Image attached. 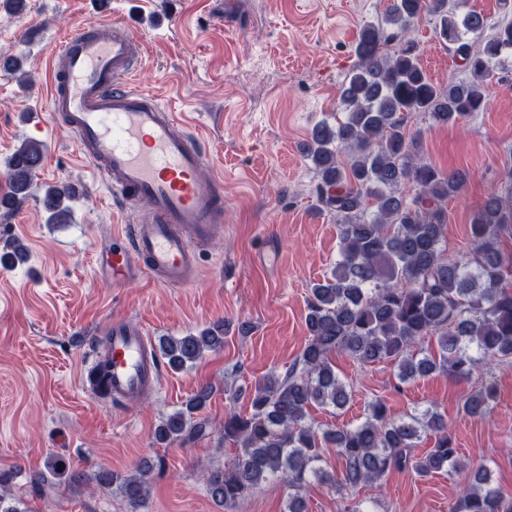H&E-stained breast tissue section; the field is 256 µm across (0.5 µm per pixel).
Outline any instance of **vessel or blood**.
<instances>
[{
	"label": "vessel or blood",
	"mask_w": 512,
	"mask_h": 512,
	"mask_svg": "<svg viewBox=\"0 0 512 512\" xmlns=\"http://www.w3.org/2000/svg\"><path fill=\"white\" fill-rule=\"evenodd\" d=\"M144 53L122 23L77 27L51 53L48 112L113 199L140 214L101 250V270L116 284L143 274L185 287L199 277L200 246L224 229V181L202 177L197 128L158 94L131 87ZM82 374L97 377L108 402L125 406L156 388L162 370L144 329L119 320Z\"/></svg>",
	"instance_id": "1"
}]
</instances>
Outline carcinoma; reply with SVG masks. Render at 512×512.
I'll use <instances>...</instances> for the list:
<instances>
[{
	"mask_svg": "<svg viewBox=\"0 0 512 512\" xmlns=\"http://www.w3.org/2000/svg\"><path fill=\"white\" fill-rule=\"evenodd\" d=\"M423 14L433 18L437 37L461 58L469 80L439 85L422 69L408 35ZM355 55L357 63L342 84L347 119L317 125L307 148L318 176L317 200L339 224L340 258L311 290L308 339L288 371L230 391V399L245 396L250 406L246 415L224 414V442L235 445L236 454L222 467L202 469L211 497L227 508L270 480L298 489L320 475L327 442L340 460L339 490H355L392 470L429 477L458 469L447 424L431 408L397 418L378 399L355 427L316 426L310 408L342 409L350 399L333 354L342 352L363 366L391 361L401 384L436 372L467 379L483 364L512 360L507 283L512 254L501 246L504 236H512V183L487 195L474 211L466 259L450 258L444 245L448 200L460 194L469 174L428 163L415 139L406 136L412 112L454 124L486 108L484 81L512 55V20L492 23L477 11L460 17L451 0H393L383 23L365 25ZM343 149L346 165L339 159ZM42 159V145L32 140L10 154L5 171L10 193L0 199L1 207L14 210L28 198ZM408 184L416 187L411 198L405 194ZM71 198L67 185L45 190L48 223L72 221L66 204ZM225 333L224 323L217 322L195 334L164 338L161 350L170 368L180 371L222 349ZM212 392L209 385L199 387L161 421L155 440H191L205 433L208 422L194 415ZM496 398L489 377L464 398L462 410L481 419ZM429 432L433 448L417 453ZM149 472L143 464L118 484L131 512L146 501ZM452 512H512V500L492 486L488 469L479 468L459 491Z\"/></svg>",
	"mask_w": 512,
	"mask_h": 512,
	"instance_id": "cac0c4a2",
	"label": "carcinoma"
}]
</instances>
